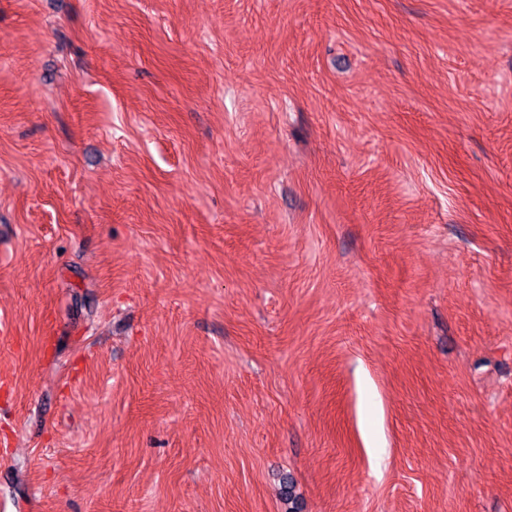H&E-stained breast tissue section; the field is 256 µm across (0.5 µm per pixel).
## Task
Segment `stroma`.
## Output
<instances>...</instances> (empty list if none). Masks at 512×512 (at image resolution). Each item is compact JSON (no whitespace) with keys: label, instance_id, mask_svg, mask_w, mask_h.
Listing matches in <instances>:
<instances>
[{"label":"stroma","instance_id":"stroma-1","mask_svg":"<svg viewBox=\"0 0 512 512\" xmlns=\"http://www.w3.org/2000/svg\"><path fill=\"white\" fill-rule=\"evenodd\" d=\"M512 512V0H0V512Z\"/></svg>","mask_w":512,"mask_h":512}]
</instances>
